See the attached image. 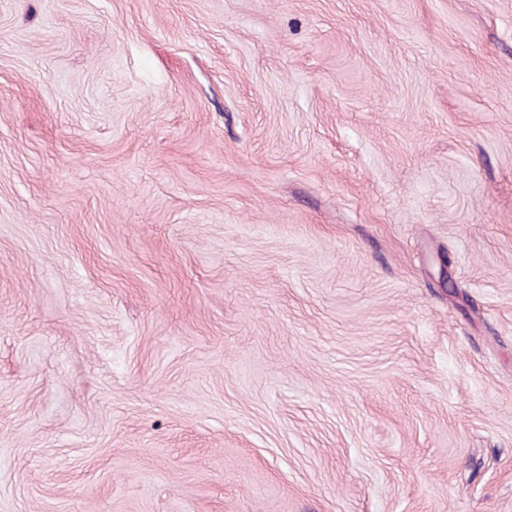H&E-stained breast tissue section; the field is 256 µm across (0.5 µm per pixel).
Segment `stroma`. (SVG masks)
<instances>
[{"instance_id":"1","label":"stroma","mask_w":512,"mask_h":512,"mask_svg":"<svg viewBox=\"0 0 512 512\" xmlns=\"http://www.w3.org/2000/svg\"><path fill=\"white\" fill-rule=\"evenodd\" d=\"M0 512H512V0H0Z\"/></svg>"}]
</instances>
